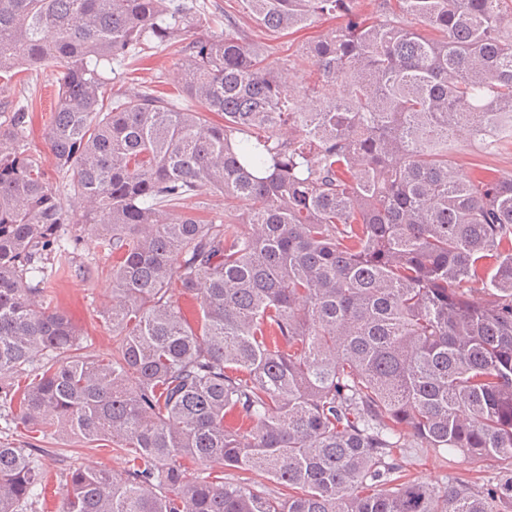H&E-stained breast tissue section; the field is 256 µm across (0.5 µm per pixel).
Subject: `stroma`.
I'll return each mask as SVG.
<instances>
[{"label": "stroma", "mask_w": 512, "mask_h": 512, "mask_svg": "<svg viewBox=\"0 0 512 512\" xmlns=\"http://www.w3.org/2000/svg\"><path fill=\"white\" fill-rule=\"evenodd\" d=\"M328 23L294 33L269 35L260 33L272 57L286 58L285 77L308 76L313 69L310 58L301 54H288L289 43H301L310 37L318 36L328 30ZM179 56L174 49H159L149 59L139 62L135 72L118 77L107 86L106 98L127 86H144L164 93L176 92L178 88L177 70ZM58 69L53 65H41L18 74L11 82L0 83V120L17 108L28 107L34 115L33 124L27 133L29 150L37 155H46L45 133L51 120L55 105L58 84ZM455 160L463 175H471L474 166H481L503 173L512 172V149L496 153L485 152L481 146L468 137H461L457 144ZM80 237L76 263L80 274L55 271L48 278L46 286L54 294L55 305L64 310L72 321L87 331L84 342L87 353L106 355L112 352L115 343L111 332L100 321V312L111 297V261L101 250L96 233L91 228L77 226ZM0 441L34 445L41 450V461L51 478H59L61 473L75 468H106L116 478L125 475L126 456L118 448L96 447L71 440L42 439L23 429H1ZM409 472L433 485L444 483L446 476L452 475L468 483L486 484L497 481L500 476L495 463L486 462L478 467L458 464L449 468L445 459L426 448H411L407 451Z\"/></svg>", "instance_id": "35a3bbf8"}]
</instances>
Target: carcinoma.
<instances>
[{"instance_id": "1", "label": "carcinoma", "mask_w": 512, "mask_h": 512, "mask_svg": "<svg viewBox=\"0 0 512 512\" xmlns=\"http://www.w3.org/2000/svg\"><path fill=\"white\" fill-rule=\"evenodd\" d=\"M237 3L273 34L341 19L305 45L318 81L283 94L229 12L187 40L199 0H0V79L60 68L49 158L84 202L66 211L28 153V111L0 123V406L127 451L121 479L67 472L60 512H509L512 478L433 486L397 452L512 473V173L453 160L463 131L512 145V0H379L376 21L357 0ZM175 45L195 107L104 103L112 63ZM216 192L238 221L166 215ZM78 224L112 256L106 359L44 288ZM49 485L38 449L0 442V512H37ZM190 470L195 473V475H200L201 477L208 476L214 474H223L224 470V480L232 481L237 479H246L245 481L251 484L259 491H265L267 493L276 494L278 491V486L272 480L269 479L268 476L259 473V472H249V473H238L234 470L223 469L221 465L214 463H203V462H187Z\"/></svg>"}]
</instances>
